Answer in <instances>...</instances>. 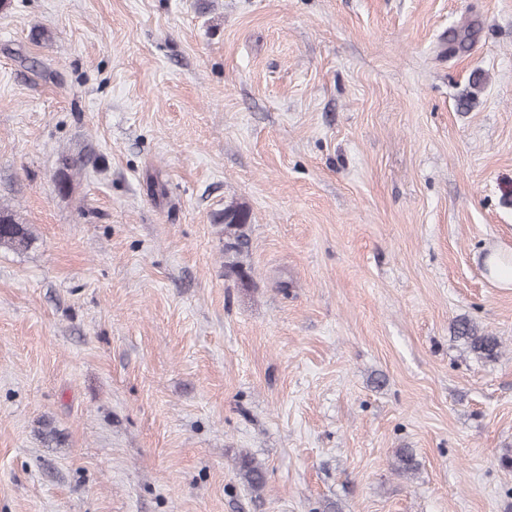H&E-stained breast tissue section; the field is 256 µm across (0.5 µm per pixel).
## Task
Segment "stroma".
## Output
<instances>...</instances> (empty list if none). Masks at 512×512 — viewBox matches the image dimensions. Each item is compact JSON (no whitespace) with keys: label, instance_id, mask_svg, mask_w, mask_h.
Returning <instances> with one entry per match:
<instances>
[{"label":"stroma","instance_id":"obj_1","mask_svg":"<svg viewBox=\"0 0 512 512\" xmlns=\"http://www.w3.org/2000/svg\"><path fill=\"white\" fill-rule=\"evenodd\" d=\"M0 206V512H512V0H8ZM221 218L227 240L224 243V269L240 280H247L250 273L243 258L250 247L248 214L238 206L230 205L225 207ZM33 241L29 230L16 219L14 211L0 207V247L15 250L28 248ZM454 334L465 348L486 361H495L501 354V342L497 336L480 330L471 321L461 318L454 324ZM239 464L240 474L247 486L253 491H260L265 485L262 466L247 454L241 456Z\"/></svg>","mask_w":512,"mask_h":512}]
</instances>
